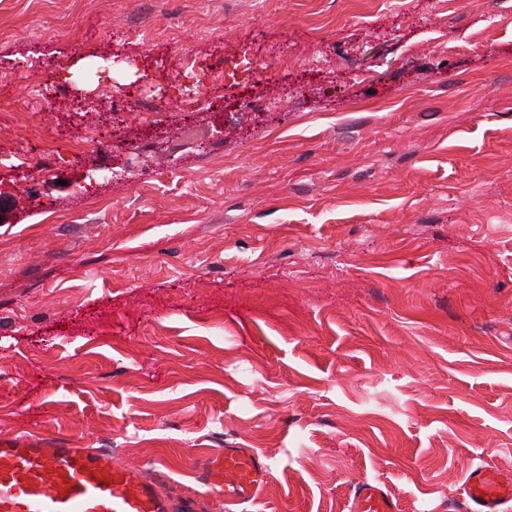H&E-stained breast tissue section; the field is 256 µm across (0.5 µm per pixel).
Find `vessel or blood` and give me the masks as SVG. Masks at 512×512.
Wrapping results in <instances>:
<instances>
[{"mask_svg": "<svg viewBox=\"0 0 512 512\" xmlns=\"http://www.w3.org/2000/svg\"><path fill=\"white\" fill-rule=\"evenodd\" d=\"M204 494L233 512L267 483L270 469L251 448H216L201 462ZM461 512H512V469L470 468ZM0 512H170L156 480L118 466L103 448L0 446ZM352 512H399L377 482L358 483Z\"/></svg>", "mask_w": 512, "mask_h": 512, "instance_id": "vessel-or-blood-1", "label": "vessel or blood"}]
</instances>
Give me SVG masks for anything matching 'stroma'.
Here are the masks:
<instances>
[{"label": "stroma", "mask_w": 512, "mask_h": 512, "mask_svg": "<svg viewBox=\"0 0 512 512\" xmlns=\"http://www.w3.org/2000/svg\"><path fill=\"white\" fill-rule=\"evenodd\" d=\"M0 162V443L195 512L214 448L237 512L512 469V0H0ZM201 465L206 474L202 493L217 502L220 511L231 512L255 498L270 477L268 464L252 448H214Z\"/></svg>", "instance_id": "stroma-1"}]
</instances>
